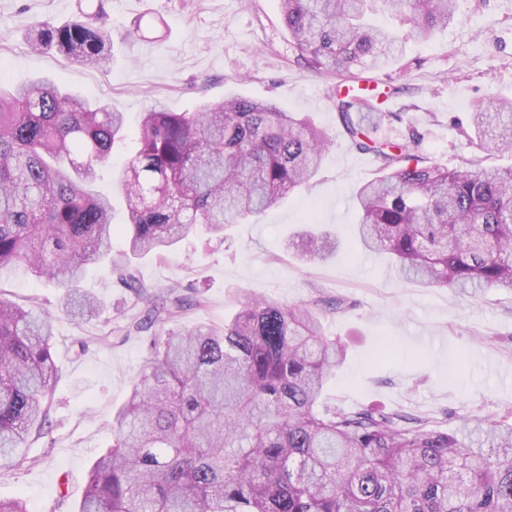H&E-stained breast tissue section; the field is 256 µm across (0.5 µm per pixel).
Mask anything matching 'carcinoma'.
I'll list each match as a JSON object with an SVG mask.
<instances>
[{
  "mask_svg": "<svg viewBox=\"0 0 512 512\" xmlns=\"http://www.w3.org/2000/svg\"><path fill=\"white\" fill-rule=\"evenodd\" d=\"M106 0H78L58 23L36 18L28 42L104 68L112 28ZM455 0H281L301 58L318 73L353 75L403 52L401 29L429 37L454 20ZM388 12L385 28L372 17ZM336 111L351 144L381 161L355 200L354 235L386 251L408 279L431 287L512 291V167L421 164L424 136H374L391 118L348 92ZM479 147L512 151V101L490 98L470 116ZM468 130V131H470ZM462 130L463 135H468ZM128 127L123 113L40 78L7 88L0 76V269L22 264L64 289L77 320L99 304L79 284L112 252V197L96 189ZM139 148L116 184L127 202L128 252L112 265L145 305L127 332L150 333L182 312L149 292L131 260L163 256L197 226L224 233L303 188L329 139L275 104L226 98L195 112L144 113ZM288 246L305 260L338 252L313 222ZM222 326L150 333L147 357L112 421V445L92 463L76 512H512V411L484 418L481 447L456 433L401 424L379 408L320 404L345 349L318 309L243 294ZM49 314L0 289V473L27 463L47 434L59 379Z\"/></svg>",
  "mask_w": 512,
  "mask_h": 512,
  "instance_id": "1",
  "label": "carcinoma"
}]
</instances>
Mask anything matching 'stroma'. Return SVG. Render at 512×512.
Wrapping results in <instances>:
<instances>
[{"label":"stroma","mask_w":512,"mask_h":512,"mask_svg":"<svg viewBox=\"0 0 512 512\" xmlns=\"http://www.w3.org/2000/svg\"><path fill=\"white\" fill-rule=\"evenodd\" d=\"M76 5L0 0V72L10 82L52 76L132 123L158 101L173 112H193L231 96L270 101L309 116L331 141L310 184L257 223L229 226L220 238L201 230L165 257L137 262L136 274L149 290H173L184 298L181 324H223L243 292L285 305L343 295L351 309L321 315L326 334L347 350L325 390L328 402L425 418L431 427L453 432L463 431L466 421L512 410V292L488 290L471 298L411 284L398 276L389 254L350 242L359 221L353 195L380 162L350 144L334 107L337 96L364 88L380 111L396 115L383 123L378 138L398 143L418 129L427 164H512L511 157L479 150L454 124L480 99L512 98V0H457V19L448 28L427 39L407 34L402 57L357 79L319 74L300 60L280 0H107L114 39L108 70L81 66L54 50L33 51L26 38L32 18L64 21ZM148 11L165 20V35L126 39ZM122 164V157H113L97 181L113 193L116 256L127 248L126 205L113 192ZM311 216L347 237L341 255L304 264L288 250L289 235ZM81 286L100 303L99 316L88 322L60 314L62 289L37 281L26 267L0 271V288L13 301L54 315L60 379L51 395L49 434L29 442L23 467L0 475V498H25L30 512H74L91 463L112 442V416L145 359L143 337L125 332L143 314L133 292L107 266L90 271ZM385 342L400 357L374 360ZM452 361L459 368L453 376Z\"/></svg>","instance_id":"stroma-1"}]
</instances>
